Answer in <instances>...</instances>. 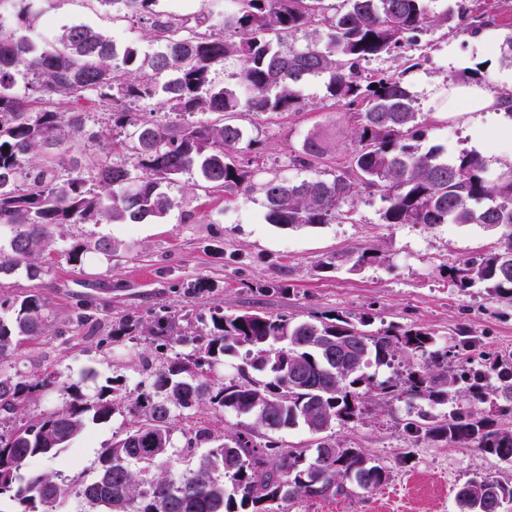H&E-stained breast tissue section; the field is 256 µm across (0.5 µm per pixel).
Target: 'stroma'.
<instances>
[{
  "label": "stroma",
  "mask_w": 512,
  "mask_h": 512,
  "mask_svg": "<svg viewBox=\"0 0 512 512\" xmlns=\"http://www.w3.org/2000/svg\"><path fill=\"white\" fill-rule=\"evenodd\" d=\"M35 7L41 10L42 19L26 33L33 41L53 43L63 28L85 23L107 31L117 45L132 43L146 54L158 49L147 37V21L116 18L99 0H37ZM429 41L430 64L409 76L428 128L423 145L443 147L449 156L473 150L470 116L437 111L435 94L459 83L467 68L480 62L487 65L484 79L492 92L510 89L512 63L502 60L498 50H486L467 36L447 35L438 29ZM300 92L304 111L259 116L245 112L236 117L260 141L265 170L291 181L327 176L353 146L350 116L323 103V80L304 81ZM496 120L498 134L488 136L479 150L494 177L512 171V118L500 113ZM312 134L325 137L331 150L324 163L307 171L293 166L290 157ZM197 180V174L190 172L167 186L177 205L164 218L57 229L49 269L41 279H28L21 271L0 276V298L41 293L49 301L46 334L22 342L9 369L26 378L54 372L59 385L30 398L24 417L61 409L68 399L66 388L73 383L92 395L108 380L119 379L126 385L122 392L126 398L147 389L150 381L136 366L139 353L149 350L156 363L162 364L175 351L158 347L149 336L112 341V318L127 313L146 322L160 312L174 314L183 334L200 338L209 331L207 313L217 306L228 314L255 310L298 320L314 311L355 315L367 310L373 314L374 328L418 326L431 332L442 350L453 347L465 329L485 357L512 353V301L489 297L478 288H456L449 277V267L496 246V236L480 226L386 224L381 219L380 199L362 191L344 205L349 219L280 228L266 222L260 191L228 202L223 194L208 196L197 190ZM187 212L192 215L188 221L183 218ZM102 239L119 243L116 256L96 251ZM77 243L86 246L87 252L76 265L67 261L65 252ZM361 251L377 253L378 261L352 267L349 254ZM200 280L208 283V291L189 295L188 286ZM274 284L283 286V293L271 292ZM90 296L106 301L109 314L101 318L95 334L88 336L75 329L72 315ZM419 411V406L371 394L357 421L336 425L328 432L329 437L388 464L392 470L388 485L397 489V496L383 497L377 489L333 501L301 498L290 504L289 512H460L456 491L466 480L491 474L512 481V466L495 456L408 435L405 421ZM245 423L235 413L219 416L202 404L180 411L174 420L177 467L193 465L207 453V444L186 446L197 428L230 434ZM128 426L125 410H117L106 422L88 424L83 435L57 455L30 459L23 474L60 472L68 493L54 512H103L102 506L88 502L78 491L96 478L100 448Z\"/></svg>",
  "instance_id": "35a3bbf8"
}]
</instances>
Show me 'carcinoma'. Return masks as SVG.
<instances>
[{"label": "carcinoma", "mask_w": 512, "mask_h": 512, "mask_svg": "<svg viewBox=\"0 0 512 512\" xmlns=\"http://www.w3.org/2000/svg\"><path fill=\"white\" fill-rule=\"evenodd\" d=\"M13 2L17 25L35 27L39 13L30 0ZM99 2L125 18L149 21L148 36L161 50L148 56L134 46L119 49L107 33L85 24L65 27L53 45L40 48L0 23V224L13 228L7 248H0V274L22 270L31 280L42 278L58 226L163 218L173 206L163 187L195 167L202 175L196 187L249 195L253 172L237 156L249 154L257 163L261 147L234 122L235 115L302 112L300 82L324 77L325 99L352 114L353 149L330 179H266L267 223L330 224L363 188L384 203L386 224H478L499 235L498 251L465 260L450 269V277L462 289L480 284L492 298H512V170L490 180L476 154L446 160L439 146L423 150L424 121L408 81L426 59L423 37L439 28L475 37L498 17L489 0L477 9L467 7L474 0L439 9L431 6L434 0H233L235 9L220 30L203 27L200 17L192 25L171 22L161 0ZM299 31L307 32L302 48L287 41ZM382 56L396 59L398 70L366 67ZM223 64L237 67L236 85L215 81L216 67ZM20 72L33 77L27 96L14 92ZM90 94L125 138L111 140L85 129L83 113L73 105ZM154 100L175 120L138 119L139 107ZM205 112L220 119L188 120ZM77 143L87 148L83 164L69 155ZM33 153L40 161L26 162ZM327 153L325 142L311 135L291 163L313 168ZM2 306L14 317L0 320V496L16 500L20 512H38L34 504L49 507L66 489L55 471L26 480L21 470L35 456L69 447L87 420L110 419L118 408L117 388L103 386L89 396L69 385L66 406L24 419L25 401L54 389L56 381L50 375L24 379L3 364L20 338L46 334L48 302L30 294L0 300ZM102 309L94 298L84 301L76 325L94 324ZM210 321L211 338L159 367L147 351L140 353L138 368L151 379L150 389L131 401L130 429L101 450L98 476L83 490L106 512H288L299 497L333 498L349 485L373 491L390 480L391 470L359 448L324 437L308 456L268 436L255 441L259 427L277 432L302 425L322 434L353 422L371 392L448 406L444 417L421 413L405 423L406 431L429 442L471 445L512 463V429L475 409L491 394L512 404V355L459 374L448 365V351L433 349L430 332L391 326L373 333L367 311L353 318L313 312L294 320L257 311L226 314L215 307ZM175 329L172 316L145 323L126 314L111 324L109 335L140 334L180 345L185 339ZM241 352L237 376L214 382L211 373L221 358ZM419 354L428 362L410 365L394 379L378 381L364 371L371 360L389 367ZM463 398L472 408L458 405ZM199 403L216 414L251 417L254 425L222 436L201 428L187 445L214 446L194 467L155 470L174 447V410ZM144 481L148 489L142 491ZM456 497L464 512H502L512 503V484L476 477Z\"/></svg>", "instance_id": "carcinoma-1"}]
</instances>
